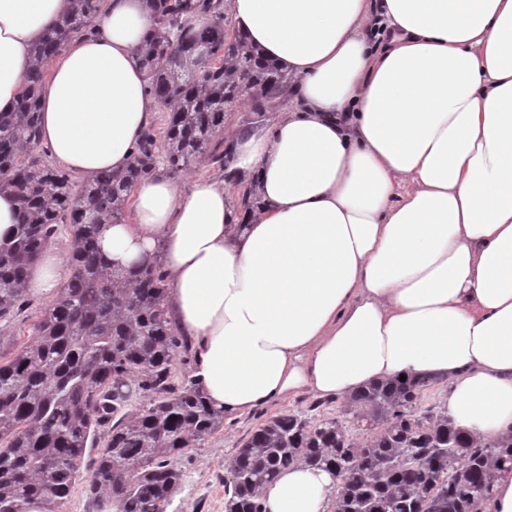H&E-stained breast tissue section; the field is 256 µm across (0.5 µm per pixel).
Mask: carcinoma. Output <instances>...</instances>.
Segmentation results:
<instances>
[{"label": "carcinoma", "mask_w": 512, "mask_h": 512, "mask_svg": "<svg viewBox=\"0 0 512 512\" xmlns=\"http://www.w3.org/2000/svg\"><path fill=\"white\" fill-rule=\"evenodd\" d=\"M100 0L69 9L34 51L14 111L0 112V189L18 203L16 232L0 243V321L28 302L33 263L60 225L73 235L71 272L32 325V341L0 362V512H66L75 483L115 512H166L181 471L170 458L224 427L192 377H175L184 341L166 304L159 264L108 270L98 246L105 224L123 222L128 196L164 165L177 174L202 156L222 177L235 141L215 139L241 97L260 121L292 78L236 35L222 0H157L156 28L139 50L148 88L167 112L166 150L144 132L128 167L76 185L39 153L44 64L92 32ZM215 63L190 67L199 51ZM427 381L372 385L347 400L360 436L340 421L280 414L254 431L224 477V512H263L260 490L282 469L339 472L337 512H477L496 473L512 468V436L476 446L448 408L417 414ZM151 396L132 413L130 392Z\"/></svg>", "instance_id": "cac0c4a2"}]
</instances>
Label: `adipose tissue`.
I'll use <instances>...</instances> for the list:
<instances>
[{
    "mask_svg": "<svg viewBox=\"0 0 512 512\" xmlns=\"http://www.w3.org/2000/svg\"><path fill=\"white\" fill-rule=\"evenodd\" d=\"M67 9L0 0V112ZM231 23L298 78L293 106L237 142L239 180L141 178L132 222L100 231L110 267L160 257L192 377L225 413L403 376L446 383L476 439L512 434V0H231ZM153 29L149 0H102L93 35L48 61L55 162L87 180L130 162L156 105L138 52ZM261 499L334 512L333 478L291 467Z\"/></svg>",
    "mask_w": 512,
    "mask_h": 512,
    "instance_id": "ef3b65f1",
    "label": "adipose tissue"
}]
</instances>
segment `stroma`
<instances>
[{
	"instance_id": "1",
	"label": "stroma",
	"mask_w": 512,
	"mask_h": 512,
	"mask_svg": "<svg viewBox=\"0 0 512 512\" xmlns=\"http://www.w3.org/2000/svg\"><path fill=\"white\" fill-rule=\"evenodd\" d=\"M48 302V296L31 295L23 312L12 320L0 321V355L11 357L19 351ZM288 412H301L318 419L335 418L347 425L352 422L344 399H322L308 392L260 406L242 417L225 416L223 429L206 438L199 447L171 457L170 462L180 470L182 480L167 512H224V476L229 461L265 421Z\"/></svg>"
}]
</instances>
